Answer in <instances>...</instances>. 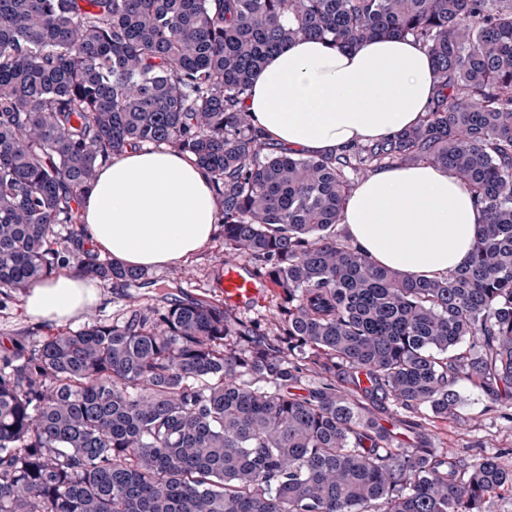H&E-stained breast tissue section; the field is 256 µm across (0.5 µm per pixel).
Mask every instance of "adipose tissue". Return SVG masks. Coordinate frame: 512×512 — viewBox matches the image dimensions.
I'll return each mask as SVG.
<instances>
[{
  "instance_id": "1",
  "label": "adipose tissue",
  "mask_w": 512,
  "mask_h": 512,
  "mask_svg": "<svg viewBox=\"0 0 512 512\" xmlns=\"http://www.w3.org/2000/svg\"><path fill=\"white\" fill-rule=\"evenodd\" d=\"M432 94L431 59L411 39H368L352 50L306 39L265 61L247 107L279 145L320 155L404 131ZM217 218L205 171L164 149L112 158L83 201L89 238L130 268L189 261L213 237ZM481 221L469 190L430 165L375 171L353 190L341 216L348 237L376 264L418 279L461 266ZM98 295L89 279L60 275L30 288L24 309L62 324Z\"/></svg>"
}]
</instances>
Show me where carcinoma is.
<instances>
[{
    "label": "carcinoma",
    "mask_w": 512,
    "mask_h": 512,
    "mask_svg": "<svg viewBox=\"0 0 512 512\" xmlns=\"http://www.w3.org/2000/svg\"><path fill=\"white\" fill-rule=\"evenodd\" d=\"M374 37L432 58L417 124L334 155L272 144L244 107L267 57ZM145 145L206 171L274 323L175 298L1 355L0 512H486L512 492L496 459L401 448L376 417H446L461 381L512 408V0H0V294L70 265L147 279L54 231ZM405 161L450 171L483 216L430 280L336 231L352 176Z\"/></svg>",
    "instance_id": "1"
}]
</instances>
